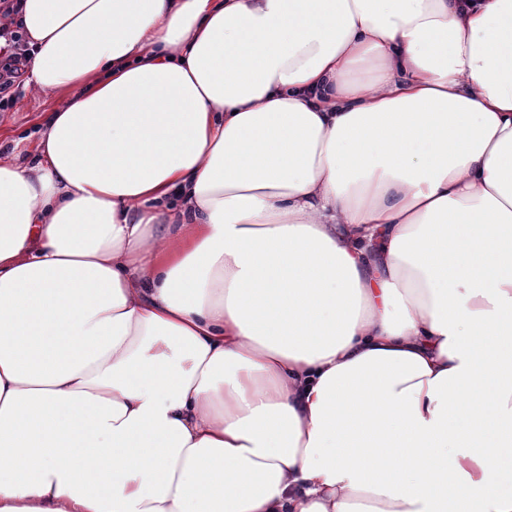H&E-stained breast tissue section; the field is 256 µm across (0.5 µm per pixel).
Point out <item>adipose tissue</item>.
<instances>
[{
    "label": "adipose tissue",
    "mask_w": 512,
    "mask_h": 512,
    "mask_svg": "<svg viewBox=\"0 0 512 512\" xmlns=\"http://www.w3.org/2000/svg\"><path fill=\"white\" fill-rule=\"evenodd\" d=\"M0 512H512V0H23Z\"/></svg>",
    "instance_id": "obj_1"
}]
</instances>
